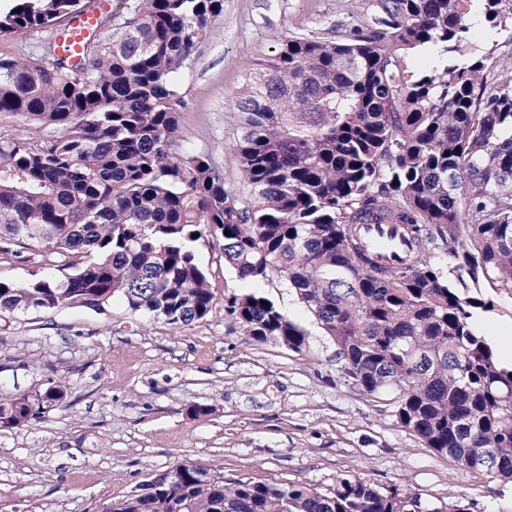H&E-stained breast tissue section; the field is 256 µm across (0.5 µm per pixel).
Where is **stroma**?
I'll return each mask as SVG.
<instances>
[{
	"label": "stroma",
	"instance_id": "obj_1",
	"mask_svg": "<svg viewBox=\"0 0 512 512\" xmlns=\"http://www.w3.org/2000/svg\"><path fill=\"white\" fill-rule=\"evenodd\" d=\"M362 0H224L212 35L176 92L179 140L209 152L225 177L241 175L229 150L232 114L248 66L278 38L325 32L358 16ZM195 253L214 294L204 319L175 328L134 315L121 300L104 310L30 311L0 320V397L64 386L63 398L27 426L0 428V512H103L153 473L181 463L225 478L321 488L351 471L470 512H512V490L472 478L395 425L385 402L362 398L341 377L335 346L278 282L264 292L309 332L294 352L245 336L224 312L243 284L219 243ZM38 248L0 255V280L53 275ZM480 289L495 309L482 321L494 346L512 336V297ZM204 414H194V406Z\"/></svg>",
	"mask_w": 512,
	"mask_h": 512
}]
</instances>
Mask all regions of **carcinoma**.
Instances as JSON below:
<instances>
[{
	"mask_svg": "<svg viewBox=\"0 0 512 512\" xmlns=\"http://www.w3.org/2000/svg\"><path fill=\"white\" fill-rule=\"evenodd\" d=\"M87 2L12 0L0 36L48 28L54 47ZM506 2L370 0L362 19L325 36L280 39L235 101L245 206L209 152L173 150L175 83L224 0H134L135 18L107 43L84 41L77 65L44 43L29 60L1 55L0 114L57 133L0 135V253L28 241L60 275L0 280V314L87 293L188 326L214 307L192 243L219 238L248 285L224 299L243 335L308 346L307 330L260 291L278 281L336 346L347 382L387 402L400 430L474 478L512 485V365L476 328L494 308L477 284L512 296V59L463 58L471 14L496 28ZM425 45L445 62L415 65ZM367 222L408 225L409 249L379 263L357 233ZM441 250L456 261L450 276L434 263ZM63 395L58 383L1 397L0 427L27 425ZM104 512L468 508L349 472L322 490L181 464Z\"/></svg>",
	"mask_w": 512,
	"mask_h": 512,
	"instance_id": "1",
	"label": "carcinoma"
}]
</instances>
